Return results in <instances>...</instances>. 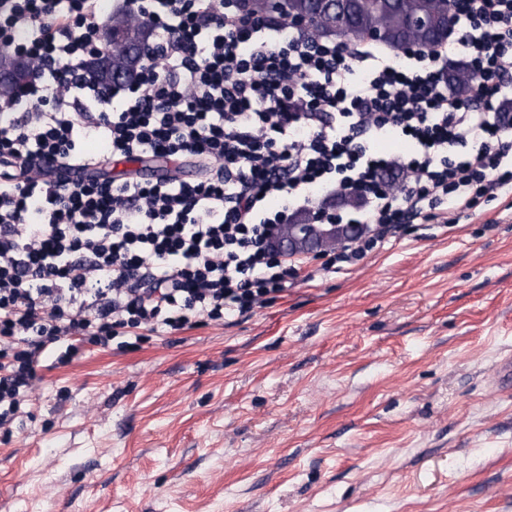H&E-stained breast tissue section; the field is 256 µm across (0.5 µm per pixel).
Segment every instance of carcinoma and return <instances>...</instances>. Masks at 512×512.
I'll list each match as a JSON object with an SVG mask.
<instances>
[{
	"instance_id": "obj_1",
	"label": "carcinoma",
	"mask_w": 512,
	"mask_h": 512,
	"mask_svg": "<svg viewBox=\"0 0 512 512\" xmlns=\"http://www.w3.org/2000/svg\"><path fill=\"white\" fill-rule=\"evenodd\" d=\"M246 18L288 23L289 17L317 15L318 27L310 31L315 39H337L346 34L354 43L381 33V44L395 51L415 49L429 52L426 44L437 36L438 26L449 10V0H241ZM107 23L121 37L127 49L118 46L104 51L101 59L85 64L88 81L107 88L115 82H130L141 69L142 51L154 34L153 22L144 13L124 7L112 12ZM448 86L457 95L468 92L477 74L467 70L459 77L455 70L446 72Z\"/></svg>"
}]
</instances>
